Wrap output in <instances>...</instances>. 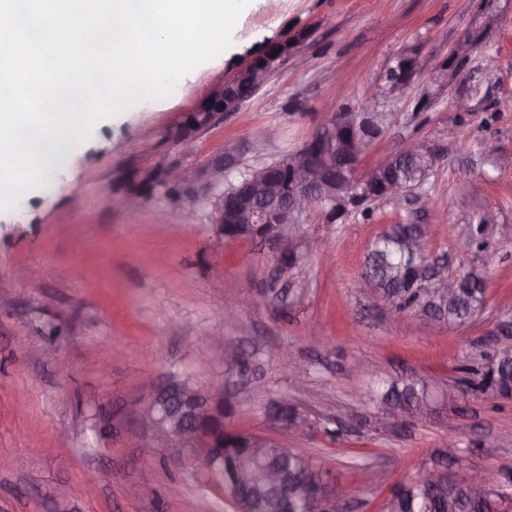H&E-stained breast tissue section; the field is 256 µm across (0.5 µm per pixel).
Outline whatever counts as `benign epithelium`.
Here are the masks:
<instances>
[{
	"instance_id": "1",
	"label": "benign epithelium",
	"mask_w": 512,
	"mask_h": 512,
	"mask_svg": "<svg viewBox=\"0 0 512 512\" xmlns=\"http://www.w3.org/2000/svg\"><path fill=\"white\" fill-rule=\"evenodd\" d=\"M282 55H261L241 71L255 74V80L265 82L275 70ZM395 67L400 78L392 91L407 93L417 75L415 62L406 63L397 58ZM216 111L198 109L182 118L171 131L181 152L189 156L194 151V133L214 120ZM378 112L365 107L359 112L348 106L331 107L321 125L327 136L306 142L288 165V182L271 178L266 171L251 172L237 193L224 196V174L238 166L236 157L220 153L205 164L188 169L180 164H160L145 170L142 180L163 191L165 197L183 205L203 196L213 199V223L221 238L233 241L246 238L271 244L279 256V274L288 275V258L294 255L291 242L295 224L289 215L299 217L322 203L324 223L335 224L361 206L369 195V184L374 178L367 171L355 180L361 169V158L370 149L366 132L377 122ZM361 129L353 134V148L349 149L344 178H336V133L347 129ZM416 283L434 288L450 297L458 294L461 279L440 274L435 266L421 262L413 273ZM141 413L153 425L154 440L161 447L198 448L193 465L206 474L224 470V434L235 431L224 426V396L220 393L174 388L166 383L156 387L142 402Z\"/></svg>"
}]
</instances>
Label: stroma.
I'll list each match as a JSON object with an SVG mask.
<instances>
[{
	"mask_svg": "<svg viewBox=\"0 0 512 512\" xmlns=\"http://www.w3.org/2000/svg\"><path fill=\"white\" fill-rule=\"evenodd\" d=\"M274 44L288 51L266 83L197 130L182 156L171 128ZM460 45L471 48L463 65ZM402 55L419 74L399 95L381 77ZM179 85L98 122L47 185L0 211V512H234L188 450L152 443L139 402L169 377L224 392L239 431L269 432L273 401L299 406L316 426L282 444L322 461L346 512H379L451 440L452 476L488 469L512 493V398L460 387L462 367L512 345V0H251L229 47ZM460 97L467 110L455 109ZM371 103L388 123L363 168L417 144L436 165L417 193L373 204L371 219L355 211L327 224L311 211L268 305H251L240 285L274 281L271 245L222 241L205 201L189 218L163 196L125 203L156 163L193 169L226 151L259 166L296 152L330 106ZM398 223L439 224L426 257L482 278L470 325L427 330L359 287L372 241ZM24 267L33 280L18 278ZM56 323L69 333L52 343ZM48 346L55 360L31 358ZM415 376L455 390L453 404L394 425L367 402L378 381Z\"/></svg>",
	"mask_w": 512,
	"mask_h": 512,
	"instance_id": "obj_1",
	"label": "stroma"
}]
</instances>
